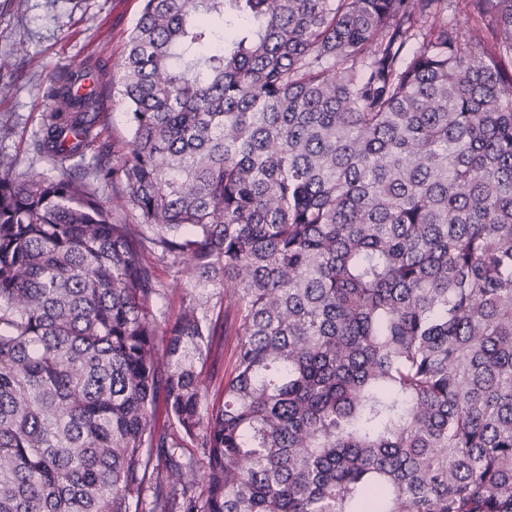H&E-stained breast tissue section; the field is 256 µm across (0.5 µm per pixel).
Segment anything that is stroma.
Returning a JSON list of instances; mask_svg holds the SVG:
<instances>
[{
	"instance_id": "1",
	"label": "stroma",
	"mask_w": 512,
	"mask_h": 512,
	"mask_svg": "<svg viewBox=\"0 0 512 512\" xmlns=\"http://www.w3.org/2000/svg\"><path fill=\"white\" fill-rule=\"evenodd\" d=\"M141 11V0H0V54H15L13 75L0 77V112L11 117L0 133V157L20 167L49 170L34 154L33 139L53 102L50 84L63 72L95 67L102 111L109 121L102 142L127 137V116L112 88L125 42ZM234 337H226L203 369L205 407L222 403V380L231 370Z\"/></svg>"
}]
</instances>
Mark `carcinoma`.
<instances>
[{
  "label": "carcinoma",
  "mask_w": 512,
  "mask_h": 512,
  "mask_svg": "<svg viewBox=\"0 0 512 512\" xmlns=\"http://www.w3.org/2000/svg\"><path fill=\"white\" fill-rule=\"evenodd\" d=\"M473 2L143 0L102 150L90 72L50 88L55 174L0 158V512H512V0ZM154 275L160 288H165L164 311L174 318L181 310L183 288H189L186 275L163 263L155 266ZM234 343V336H226L224 348L218 349L204 366L203 373L207 388L206 398L203 403L204 409H211L213 405L218 406L219 403L222 404L224 396L221 382L224 376L231 370V355Z\"/></svg>",
  "instance_id": "carcinoma-1"
}]
</instances>
